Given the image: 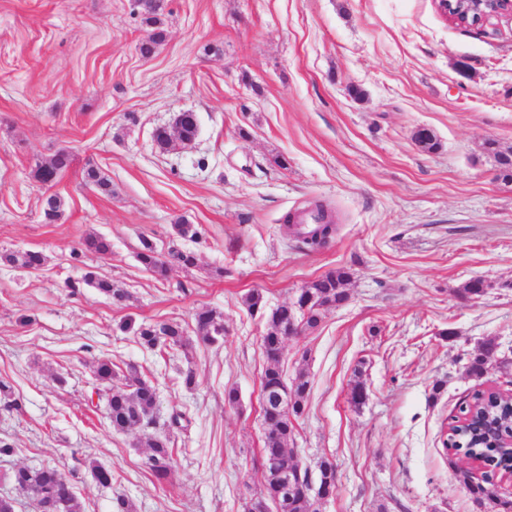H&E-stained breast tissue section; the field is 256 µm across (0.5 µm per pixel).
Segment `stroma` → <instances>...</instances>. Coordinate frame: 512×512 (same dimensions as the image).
Masks as SVG:
<instances>
[{
	"mask_svg": "<svg viewBox=\"0 0 512 512\" xmlns=\"http://www.w3.org/2000/svg\"><path fill=\"white\" fill-rule=\"evenodd\" d=\"M162 29L145 58L131 0H0V253L46 257L38 270L0 263V439L15 448L0 457V495L36 512L6 474L56 465L82 512H111L119 496L135 512H244L265 492L267 359L265 321L243 298L256 289L273 308L344 268L348 303L281 356L286 379L310 381L292 446L310 470L336 467L321 512H492L464 487L481 471L442 442L474 390L512 391V182L486 150L512 151V23L458 26L433 0H164ZM181 112L195 140L160 151L155 131ZM420 128L435 148L414 140ZM62 148L73 163L46 190L34 170ZM90 164L110 192L86 185ZM50 192L62 207L48 224ZM313 201L337 232L308 251L283 218ZM182 222L199 238L179 237ZM90 233L111 255L73 259ZM145 239L197 263L155 278L136 258ZM87 270L126 300L70 292ZM475 277L486 294L458 297ZM203 306L224 317L219 343L149 350L118 329L132 316L190 332ZM490 338L497 361L467 376ZM106 358L153 381L158 422L175 409L190 421L166 481L144 464L142 430L110 426L93 376Z\"/></svg>",
	"mask_w": 512,
	"mask_h": 512,
	"instance_id": "35a3bbf8",
	"label": "stroma"
}]
</instances>
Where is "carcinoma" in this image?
Returning a JSON list of instances; mask_svg holds the SVG:
<instances>
[{
    "label": "carcinoma",
    "mask_w": 512,
    "mask_h": 512,
    "mask_svg": "<svg viewBox=\"0 0 512 512\" xmlns=\"http://www.w3.org/2000/svg\"><path fill=\"white\" fill-rule=\"evenodd\" d=\"M163 4L155 3L142 8L141 15L145 21L153 26L141 44V53L148 56L154 53L156 46L161 42L162 32L156 29ZM197 123L193 113L183 112L180 116V135L188 140L197 135ZM72 163V154L59 152L51 159L36 165L35 178L44 186L52 184L62 175ZM85 182L97 189L106 190L109 187L108 179L101 171L90 165L84 174ZM61 199L51 194L46 197L43 216L46 222L51 223L59 216ZM336 229L320 224L315 232L305 230L301 225L296 234L303 244L311 249L325 246L335 234ZM142 247L137 252V261L142 268L159 277L167 276L169 266L176 263L184 268L195 266L197 257L192 251L172 249L168 253L159 251L148 239H142ZM83 248L100 255L112 253L109 240L98 235H89L83 240ZM4 260L10 264H17L27 269H38L43 266L45 256L38 250L27 251L21 255L9 254ZM350 273L345 269H338L310 281L302 291L306 292L311 304L305 311H301L292 303H284L276 308L266 310V301L261 291L252 290L243 299L244 304L252 312L261 313L266 319L267 331L262 336V347L268 365L261 375V389L272 396L284 390L288 395V411H281L272 401L267 400L262 410L263 426L265 430L261 457L268 456L293 459L295 450L288 447V440L292 439L296 431V422L303 415L306 396L309 390L307 374L299 372L292 382L283 378L280 368V356L283 343L288 337V329L293 324L301 325V330L312 331L316 329L324 312L332 307L345 303L348 299L346 289ZM85 284L97 289L100 293L120 303L126 299L125 292L114 287L112 281L98 276L92 271L84 272L80 277L68 281L67 287L76 289ZM487 288L480 278L466 282L459 293L463 298L476 299L481 297ZM196 335L204 343L215 344L224 337V318L217 311L208 307H201L194 313ZM118 329L124 333L131 332L137 337L140 344L147 349H164L167 347H186L190 339L185 336L182 326L175 321H160L154 323L136 322L128 318L121 322ZM495 344L493 340L484 341L479 349L471 355L467 373L471 377H480L485 366L489 364L494 355ZM97 384L107 395V417L112 428L118 432L146 429L155 425L153 413L157 401V391L154 383L138 373L133 366L129 367L128 374L119 375L115 364L109 359L97 362L94 370ZM460 412L469 416L468 424L462 426L448 435L450 445L465 450L472 457L483 459L488 467L483 482L466 484L470 495L477 501L490 500L496 503L498 512H512V500L499 498L494 490V470L507 467L505 456L507 452L502 448H494L476 434L474 425L480 421H490L506 430L512 422V400L507 397H494L479 400L473 397V402L460 405ZM150 453L146 458V465L154 477L162 482L166 480L175 463L173 449L170 448V437L167 435L148 436ZM299 467L300 482L288 498L279 500V512H317L315 502L308 492L310 485L309 470ZM8 479L14 488L22 494H27L36 500L37 506H42L44 500L40 494L47 493L53 496L51 507L44 512H80V506L73 494L69 482L61 469L51 466L39 468L19 466L14 469Z\"/></svg>",
    "instance_id": "obj_1"
}]
</instances>
